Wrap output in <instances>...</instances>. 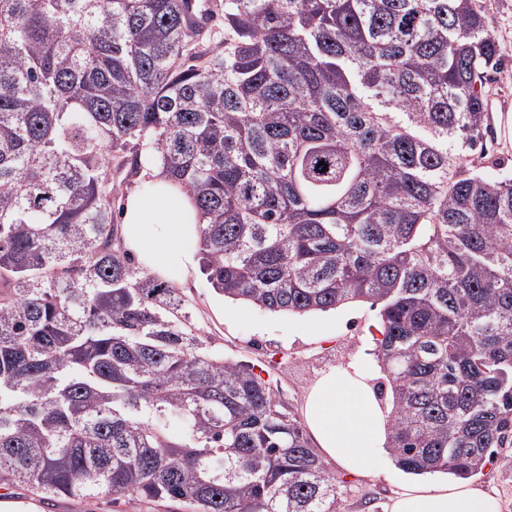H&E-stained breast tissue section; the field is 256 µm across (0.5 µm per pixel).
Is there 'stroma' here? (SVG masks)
<instances>
[{
  "instance_id": "1",
  "label": "stroma",
  "mask_w": 512,
  "mask_h": 512,
  "mask_svg": "<svg viewBox=\"0 0 512 512\" xmlns=\"http://www.w3.org/2000/svg\"><path fill=\"white\" fill-rule=\"evenodd\" d=\"M485 9L491 35L505 53L503 64L487 86L492 138L489 155L499 165H484L481 175L496 180L512 174V0H478ZM192 323L211 338L226 359L246 361L269 370L273 388L294 413H301L315 379L334 367L363 361L374 380L382 373L374 356L380 337L379 308L368 302L350 304L347 315L335 311L306 315L275 314L252 304L216 294L203 274L179 284ZM339 488L340 512H384L404 474L393 460L382 461L367 477L345 476ZM497 493L504 512H512V447L495 449L491 463L472 478Z\"/></svg>"
}]
</instances>
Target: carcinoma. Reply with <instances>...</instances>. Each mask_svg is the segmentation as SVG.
<instances>
[{"label":"carcinoma","instance_id":"cac0c4a2","mask_svg":"<svg viewBox=\"0 0 512 512\" xmlns=\"http://www.w3.org/2000/svg\"><path fill=\"white\" fill-rule=\"evenodd\" d=\"M0 0V490L338 512L270 380L128 256L146 148L224 297L380 306L387 448L468 478L512 445V175L478 169L500 44L475 0ZM327 164L322 170L319 162Z\"/></svg>","mask_w":512,"mask_h":512}]
</instances>
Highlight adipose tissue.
Instances as JSON below:
<instances>
[{
    "label": "adipose tissue",
    "instance_id": "adipose-tissue-1",
    "mask_svg": "<svg viewBox=\"0 0 512 512\" xmlns=\"http://www.w3.org/2000/svg\"><path fill=\"white\" fill-rule=\"evenodd\" d=\"M148 191L127 192L124 245L152 276L182 283L198 266L200 218L189 195L171 183L158 160L146 158ZM389 411L382 407L363 362L323 373L311 386L304 420L320 454L345 472L373 471L387 443ZM388 512H502V502L473 483L446 475L404 478Z\"/></svg>",
    "mask_w": 512,
    "mask_h": 512
}]
</instances>
